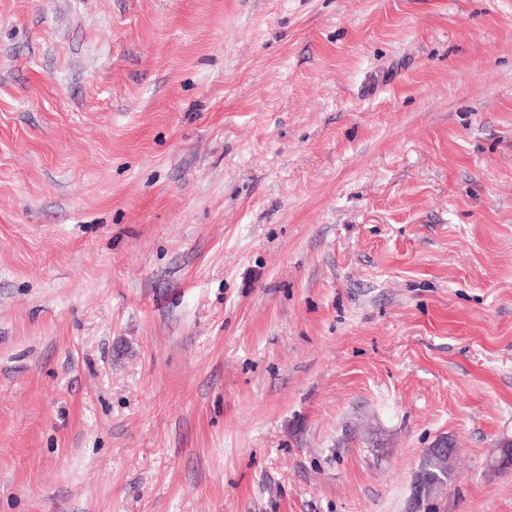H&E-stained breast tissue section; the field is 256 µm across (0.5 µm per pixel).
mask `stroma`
Segmentation results:
<instances>
[{"label":"stroma","mask_w":512,"mask_h":512,"mask_svg":"<svg viewBox=\"0 0 512 512\" xmlns=\"http://www.w3.org/2000/svg\"><path fill=\"white\" fill-rule=\"evenodd\" d=\"M512 512V0H0V512ZM449 460L450 459H448V461H444L443 459L430 455L429 452L425 451L423 463L417 475V478L424 479L427 483L435 482L438 477H446L447 479L441 478L443 482L437 483L435 485L427 483L417 484L416 482L413 490L412 499L415 506L419 505L425 500H429L432 497L433 492L435 490H439L445 483H447V480L450 478L451 475ZM447 467L448 474H445L444 472H447Z\"/></svg>","instance_id":"stroma-1"}]
</instances>
